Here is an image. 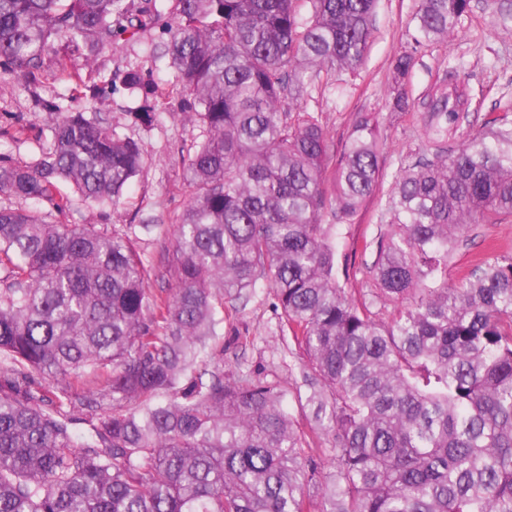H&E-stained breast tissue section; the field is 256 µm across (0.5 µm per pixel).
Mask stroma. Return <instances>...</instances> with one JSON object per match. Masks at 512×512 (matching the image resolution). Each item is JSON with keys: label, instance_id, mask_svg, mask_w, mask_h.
Instances as JSON below:
<instances>
[{"label": "stroma", "instance_id": "stroma-1", "mask_svg": "<svg viewBox=\"0 0 512 512\" xmlns=\"http://www.w3.org/2000/svg\"><path fill=\"white\" fill-rule=\"evenodd\" d=\"M417 2L379 0L363 65L350 73L319 78L305 104L308 111L320 114L330 149L337 156L350 136L355 114L367 112L377 120L383 179L376 196L365 202L350 223H335L329 213L324 216L325 223L337 226V264L347 272L341 284L355 295L371 293L376 287L371 265L382 197L402 163L427 152L421 131V102L430 86L452 73L466 85L471 108L465 127L470 132H478L495 117L512 119V30L497 25L486 0H472V8L462 17L452 42L417 47L411 41ZM167 40L158 26L132 38L122 37L100 52L90 67L82 69L89 107L104 112L119 135L138 142L146 164L128 189L123 206L92 211L76 202L65 212L53 213L52 222L169 225L182 210L188 191L181 159L199 141V127L174 117L173 111L179 106L175 96L152 127L134 126L128 112L143 103L144 92H130L121 82L110 79L111 72L119 69L139 71L149 87L170 79L169 59L162 54ZM409 50L414 53L415 65L407 91L415 106L408 112H392L386 106L391 61ZM455 63L460 66L456 72L451 69ZM50 104L68 108L65 82L49 79L33 84L19 74L0 75V160L30 163L49 147L46 107ZM491 250L512 255V220L473 226L456 251L449 276L473 268ZM280 336L281 311L272 290L261 287L245 307L225 308L224 334L216 344L224 349L225 367L279 381L291 391L302 383L306 359L282 343Z\"/></svg>", "mask_w": 512, "mask_h": 512}]
</instances>
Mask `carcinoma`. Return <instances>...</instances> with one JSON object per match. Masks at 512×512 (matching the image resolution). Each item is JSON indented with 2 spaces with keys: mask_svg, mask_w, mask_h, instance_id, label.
I'll return each instance as SVG.
<instances>
[{
  "mask_svg": "<svg viewBox=\"0 0 512 512\" xmlns=\"http://www.w3.org/2000/svg\"><path fill=\"white\" fill-rule=\"evenodd\" d=\"M470 2L419 0L413 43L452 39ZM376 5L176 0L172 80L129 113L151 127L176 94L202 128L155 260L130 224L48 221L73 194L119 207L142 171L140 145L81 108L79 70L157 24L155 0H0V72L64 80L76 104L49 113L35 163H0V512H512V256L448 281L466 231L512 217V121L465 132L467 89L434 87L431 157L400 167L375 241L390 317L337 276L325 210L348 223L375 194L382 145L359 113L333 164L300 103L361 65ZM413 66L392 62L394 112ZM262 284L311 371L306 428L280 383L214 364L224 302ZM310 432L332 438L325 471Z\"/></svg>",
  "mask_w": 512,
  "mask_h": 512,
  "instance_id": "cac0c4a2",
  "label": "carcinoma"
}]
</instances>
